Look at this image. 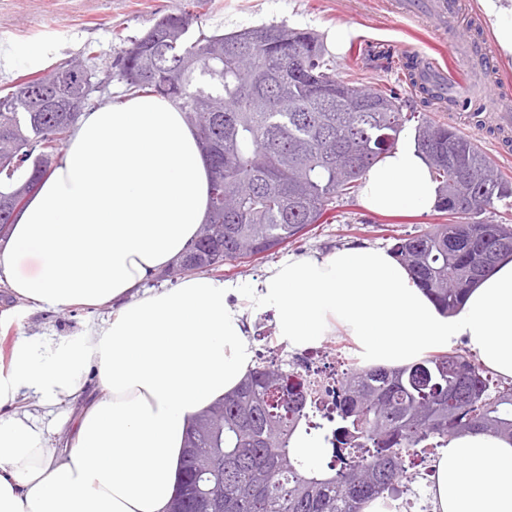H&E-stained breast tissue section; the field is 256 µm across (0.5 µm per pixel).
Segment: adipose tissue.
Returning <instances> with one entry per match:
<instances>
[{
	"mask_svg": "<svg viewBox=\"0 0 512 512\" xmlns=\"http://www.w3.org/2000/svg\"><path fill=\"white\" fill-rule=\"evenodd\" d=\"M499 50L512 55V0H480ZM196 132L178 104L134 96L82 114L58 164L0 245L13 296L54 309L112 305L78 338H19L0 368V512H167L189 416L236 389L254 368L255 311L275 310L274 334L302 352L348 336L367 368H400L464 344L512 381V259L442 312L388 248L291 256L248 285L208 275L171 289L147 281L184 252L209 211ZM438 187L411 135L367 172L366 210L423 215ZM96 393L71 443L17 411L21 390L58 407ZM432 512H512V439L474 430L449 437L434 463Z\"/></svg>",
	"mask_w": 512,
	"mask_h": 512,
	"instance_id": "1",
	"label": "adipose tissue"
}]
</instances>
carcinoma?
Here are the masks:
<instances>
[{
    "instance_id": "carcinoma-1",
    "label": "carcinoma",
    "mask_w": 512,
    "mask_h": 512,
    "mask_svg": "<svg viewBox=\"0 0 512 512\" xmlns=\"http://www.w3.org/2000/svg\"><path fill=\"white\" fill-rule=\"evenodd\" d=\"M194 15H162L116 64L130 96L180 104L196 130L210 189L209 220L167 276L213 272L268 253L328 223L336 200L357 190L395 149L406 124L438 183V212L454 219L390 250L446 313L501 259L512 225L476 217L512 207V181L471 137L403 111L393 88L363 90L336 76L323 41L285 25H260L185 39ZM96 71L73 58L22 79L0 96V236L16 207L60 157L81 112L73 97ZM335 411L291 378L287 363L255 366L231 394L191 417L183 470L208 466L224 479V512H361L370 499L399 500L415 478L408 466L448 437L485 430L512 439V382L493 381L468 356L435 354L404 369L336 375ZM316 436L326 462L310 465L301 436Z\"/></svg>"
}]
</instances>
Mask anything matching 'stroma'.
I'll list each match as a JSON object with an SVG mask.
<instances>
[{"mask_svg": "<svg viewBox=\"0 0 512 512\" xmlns=\"http://www.w3.org/2000/svg\"><path fill=\"white\" fill-rule=\"evenodd\" d=\"M186 0H0V44L25 47L45 42L53 49L52 62L60 64L94 50L91 69L100 71L121 57L133 38L143 35L163 14L184 6ZM431 0H203L198 7V32L227 33L261 24H284L308 29L326 36L330 27L351 28V41L368 50L360 62L346 54L335 57L336 73L369 88L393 87L399 90L404 109L421 111L417 92L402 70L381 66L383 52L438 54L444 38L437 34L440 24L430 10ZM479 0H460L459 10L450 24L472 43H484L493 57L492 74L487 82L495 89L512 94V56L503 55L491 34H476L474 27L484 24ZM438 212L424 216L399 214L382 216L358 203L357 196L337 201L330 223L312 225L295 242L266 253L260 259L224 265L220 278L248 284L266 268L289 256L316 253L329 255L336 247L368 243L390 246L392 237L415 233L417 227L439 223ZM112 308L72 307L66 310L38 308L14 298L0 285V362L8 363L10 350L18 337L39 340L42 336H78L111 318ZM86 403L78 396L55 410H47L34 396L24 406L48 430L51 446L64 444Z\"/></svg>", "mask_w": 512, "mask_h": 512, "instance_id": "obj_1", "label": "stroma"}]
</instances>
